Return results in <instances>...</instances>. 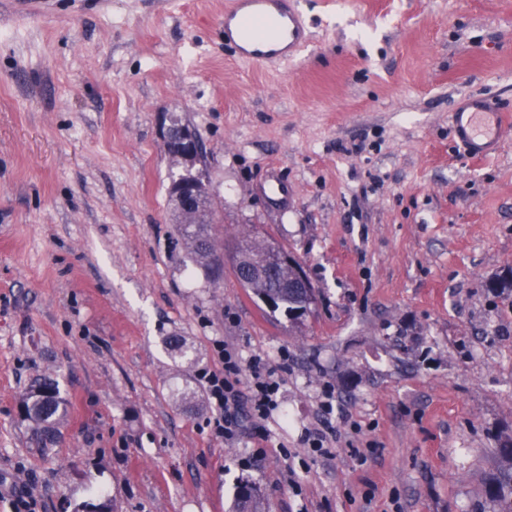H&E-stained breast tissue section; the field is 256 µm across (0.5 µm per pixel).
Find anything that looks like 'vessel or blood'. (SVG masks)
<instances>
[{
  "label": "vessel or blood",
  "mask_w": 512,
  "mask_h": 512,
  "mask_svg": "<svg viewBox=\"0 0 512 512\" xmlns=\"http://www.w3.org/2000/svg\"><path fill=\"white\" fill-rule=\"evenodd\" d=\"M309 41L296 0H233L224 13V45L239 59L267 64L292 59ZM456 143L474 157L494 154L504 131V112L493 99L473 96L452 114Z\"/></svg>",
  "instance_id": "b4317fda"
}]
</instances>
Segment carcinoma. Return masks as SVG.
Returning <instances> with one entry per match:
<instances>
[{
    "instance_id": "obj_1",
    "label": "carcinoma",
    "mask_w": 512,
    "mask_h": 512,
    "mask_svg": "<svg viewBox=\"0 0 512 512\" xmlns=\"http://www.w3.org/2000/svg\"><path fill=\"white\" fill-rule=\"evenodd\" d=\"M179 230L188 245L192 260L200 266H209L216 241L213 226L207 223L181 224ZM242 242L244 246L240 247V251L249 262H257L268 254L269 243L266 240L248 235ZM234 270L244 287L252 289L260 298H272L275 308H284L290 319L296 321L307 312L311 297L295 287L298 278L296 268L278 266L266 281L253 284L244 281L242 267L236 265ZM65 407L66 402L61 396L59 385L49 378L35 381L23 398L22 418L35 425V442L42 449L47 450L56 442L58 425L65 414ZM499 454L502 466L498 474L488 481L485 492L497 503L498 512H512V443L505 442Z\"/></svg>"
}]
</instances>
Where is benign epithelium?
Returning <instances> with one entry per match:
<instances>
[{
    "instance_id": "benign-epithelium-1",
    "label": "benign epithelium",
    "mask_w": 512,
    "mask_h": 512,
    "mask_svg": "<svg viewBox=\"0 0 512 512\" xmlns=\"http://www.w3.org/2000/svg\"><path fill=\"white\" fill-rule=\"evenodd\" d=\"M164 147L172 162L178 166L183 178L171 184L170 197L184 224H192L203 212L209 197L212 195L211 186L204 173L202 146L190 128L180 132L166 127Z\"/></svg>"
}]
</instances>
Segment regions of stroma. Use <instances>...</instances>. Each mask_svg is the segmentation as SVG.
I'll return each mask as SVG.
<instances>
[{"label":"stroma","mask_w":512,"mask_h":512,"mask_svg":"<svg viewBox=\"0 0 512 512\" xmlns=\"http://www.w3.org/2000/svg\"><path fill=\"white\" fill-rule=\"evenodd\" d=\"M298 2L307 49L256 65L224 46L227 0H0V489L36 512H81L92 486L111 512H236L244 484L265 512H497L512 126L472 159L449 115L473 94L512 111V0ZM177 119L203 147L217 283L169 203ZM247 233L303 267L298 321L239 283ZM218 340L288 364L262 437L207 424ZM44 377L67 401L46 451L20 412ZM326 426L329 459L307 444Z\"/></svg>","instance_id":"1"}]
</instances>
